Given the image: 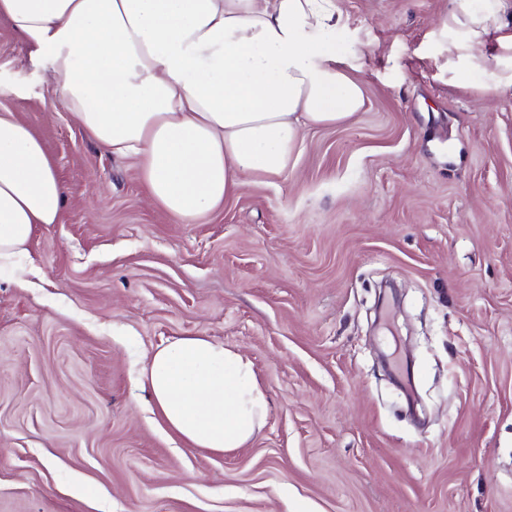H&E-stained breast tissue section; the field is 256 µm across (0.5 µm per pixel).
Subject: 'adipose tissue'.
<instances>
[{
	"label": "adipose tissue",
	"mask_w": 512,
	"mask_h": 512,
	"mask_svg": "<svg viewBox=\"0 0 512 512\" xmlns=\"http://www.w3.org/2000/svg\"><path fill=\"white\" fill-rule=\"evenodd\" d=\"M63 102L103 149L134 158L147 197L192 224L245 179L296 164L302 135L364 106L336 45L339 0H0ZM438 31L458 53L455 78L497 34L509 56L481 87L512 94V0L450 7ZM65 188L42 141L0 113V270L24 268L38 224L59 223ZM167 428L189 447L241 448L269 401L251 359L208 336L158 347L141 373Z\"/></svg>",
	"instance_id": "obj_1"
}]
</instances>
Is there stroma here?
<instances>
[{
  "mask_svg": "<svg viewBox=\"0 0 512 512\" xmlns=\"http://www.w3.org/2000/svg\"><path fill=\"white\" fill-rule=\"evenodd\" d=\"M453 4L342 0L362 112L192 224L0 19V110L66 190L26 287L0 272V512H512V95L480 96L495 37L449 73ZM180 336L253 361L270 412L245 447L161 426L138 372Z\"/></svg>",
  "mask_w": 512,
  "mask_h": 512,
  "instance_id": "stroma-1",
  "label": "stroma"
}]
</instances>
